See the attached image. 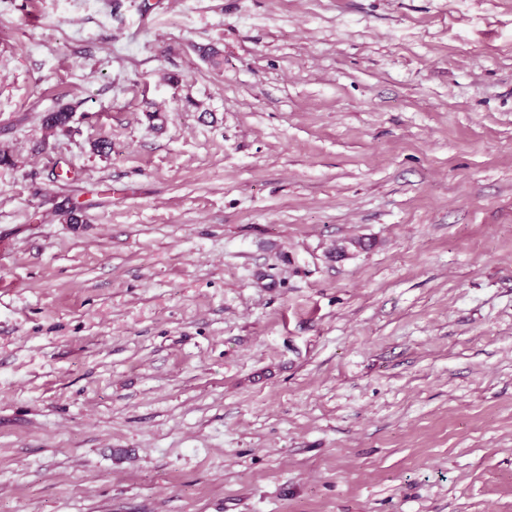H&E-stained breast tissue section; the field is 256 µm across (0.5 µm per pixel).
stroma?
I'll return each mask as SVG.
<instances>
[{
	"instance_id": "obj_1",
	"label": "stroma",
	"mask_w": 512,
	"mask_h": 512,
	"mask_svg": "<svg viewBox=\"0 0 512 512\" xmlns=\"http://www.w3.org/2000/svg\"><path fill=\"white\" fill-rule=\"evenodd\" d=\"M0 154V512H512V0H0ZM75 107L65 105L46 112L42 117V124L47 131L54 132L57 130H64L69 127L72 120Z\"/></svg>"
}]
</instances>
